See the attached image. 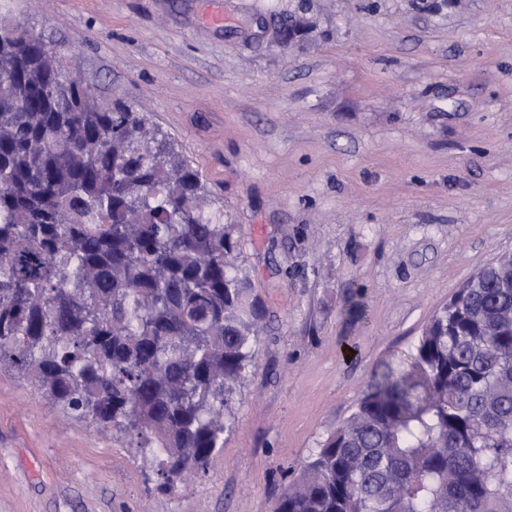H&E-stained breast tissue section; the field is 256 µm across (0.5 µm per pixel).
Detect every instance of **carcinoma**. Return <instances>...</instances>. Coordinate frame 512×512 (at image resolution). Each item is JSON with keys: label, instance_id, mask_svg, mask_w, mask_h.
Listing matches in <instances>:
<instances>
[{"label": "carcinoma", "instance_id": "1", "mask_svg": "<svg viewBox=\"0 0 512 512\" xmlns=\"http://www.w3.org/2000/svg\"><path fill=\"white\" fill-rule=\"evenodd\" d=\"M46 59L0 29V367L130 437L172 489L208 473L233 430L263 309L197 170ZM51 82L79 111L34 100ZM468 282L275 512H512V270L490 262Z\"/></svg>", "mask_w": 512, "mask_h": 512}]
</instances>
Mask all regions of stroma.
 I'll return each instance as SVG.
<instances>
[{
  "label": "stroma",
  "mask_w": 512,
  "mask_h": 512,
  "mask_svg": "<svg viewBox=\"0 0 512 512\" xmlns=\"http://www.w3.org/2000/svg\"><path fill=\"white\" fill-rule=\"evenodd\" d=\"M300 15L306 39L279 47ZM1 25L198 171L264 316L233 431L169 491L126 437L0 371V512H273L436 309L512 253V0H0Z\"/></svg>",
  "instance_id": "stroma-1"
}]
</instances>
